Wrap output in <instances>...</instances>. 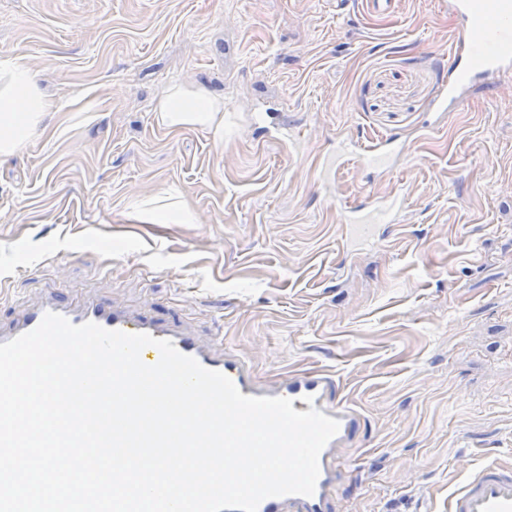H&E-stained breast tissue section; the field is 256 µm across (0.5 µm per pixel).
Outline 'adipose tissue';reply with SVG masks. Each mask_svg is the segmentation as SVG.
I'll return each instance as SVG.
<instances>
[{
  "instance_id": "adipose-tissue-1",
  "label": "adipose tissue",
  "mask_w": 512,
  "mask_h": 512,
  "mask_svg": "<svg viewBox=\"0 0 512 512\" xmlns=\"http://www.w3.org/2000/svg\"><path fill=\"white\" fill-rule=\"evenodd\" d=\"M52 104L34 74L18 64L0 66V157L13 155L36 136ZM157 124L172 129L199 128L224 137V104L205 91L171 85L155 110Z\"/></svg>"
}]
</instances>
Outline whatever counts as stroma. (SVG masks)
<instances>
[{"label":"stroma","instance_id":"obj_1","mask_svg":"<svg viewBox=\"0 0 512 512\" xmlns=\"http://www.w3.org/2000/svg\"><path fill=\"white\" fill-rule=\"evenodd\" d=\"M457 26L432 0H0V61L58 106L0 159V322L90 295L266 389L322 371L355 412L330 512H448L461 461L512 463V77L435 120ZM174 84L235 133L159 126ZM340 133L405 151L323 175ZM166 191L196 223L142 210ZM368 192L403 207L355 245L334 202Z\"/></svg>","mask_w":512,"mask_h":512}]
</instances>
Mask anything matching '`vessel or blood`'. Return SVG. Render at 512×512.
Instances as JSON below:
<instances>
[{"instance_id":"1","label":"vessel or blood","mask_w":512,"mask_h":512,"mask_svg":"<svg viewBox=\"0 0 512 512\" xmlns=\"http://www.w3.org/2000/svg\"><path fill=\"white\" fill-rule=\"evenodd\" d=\"M449 9L460 22L448 66V76L441 85L435 110L447 111L460 105L473 87L503 74L512 73V0H448ZM353 142L342 135L336 140V156L353 153ZM356 154V153H353ZM363 169L381 173L394 163L393 140L364 149L356 154ZM403 204L397 195L368 196L361 204L344 213V222L352 237L376 238L395 217ZM54 312L80 325L93 322L108 330L141 332L168 339L182 354L194 357L202 366L227 375L246 396H262L244 362L216 347H206L180 325L166 320L136 314L128 309L94 299L63 300L50 295L27 305L21 314L7 324L0 323V343L35 329L45 313ZM328 380L321 371L297 373L274 389L277 397L291 399L296 411L316 408L338 420L337 436L329 442L337 447L355 419L353 410L343 400L327 397ZM319 476L313 495L269 497L261 501L257 512H327V502L335 489L336 467L328 451L319 457ZM448 512H512V466L488 463L468 473L461 484L448 495Z\"/></svg>"}]
</instances>
